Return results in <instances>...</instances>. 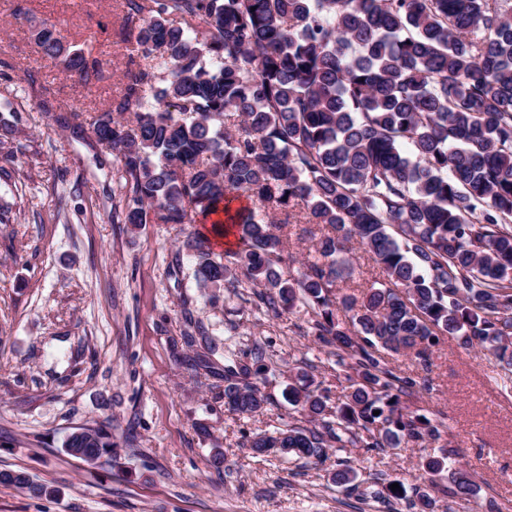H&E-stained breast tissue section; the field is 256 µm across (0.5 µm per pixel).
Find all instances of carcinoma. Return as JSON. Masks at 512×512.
I'll return each mask as SVG.
<instances>
[{"label":"carcinoma","mask_w":512,"mask_h":512,"mask_svg":"<svg viewBox=\"0 0 512 512\" xmlns=\"http://www.w3.org/2000/svg\"><path fill=\"white\" fill-rule=\"evenodd\" d=\"M119 2L128 69L88 125L119 166L124 223L208 224L214 235L234 226L232 262L203 233L184 243L199 287L241 275L272 311L312 309L348 383L334 405L326 391L289 384L288 403L313 427L258 434L250 448L316 466L349 445L418 448L431 484L446 475L450 494L476 495L472 474L450 461L444 422L404 398L432 390L443 336L482 348L512 383V11L504 0ZM35 41L82 88L107 79L102 60L55 23L42 22ZM16 131L0 119V160L18 173L27 145ZM271 213L322 228L318 258L296 278L279 270ZM354 242L385 277L358 297L341 293ZM196 329L185 344L215 352ZM408 354L423 374L391 366ZM264 360L257 345L252 362L224 366L230 410L263 408ZM62 448L109 463L112 432L80 427ZM391 484L374 496L408 498ZM0 485L50 492L23 470H0Z\"/></svg>","instance_id":"obj_1"}]
</instances>
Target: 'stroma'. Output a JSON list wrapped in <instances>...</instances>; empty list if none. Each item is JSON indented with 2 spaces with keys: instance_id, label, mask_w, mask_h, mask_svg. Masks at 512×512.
Segmentation results:
<instances>
[{
  "instance_id": "1",
  "label": "stroma",
  "mask_w": 512,
  "mask_h": 512,
  "mask_svg": "<svg viewBox=\"0 0 512 512\" xmlns=\"http://www.w3.org/2000/svg\"><path fill=\"white\" fill-rule=\"evenodd\" d=\"M0 0V117L22 113L25 166L0 177V470L26 471L53 495L0 486V512H410L406 503L365 497L375 478L419 486L416 448L339 456L358 489L336 484L335 461L259 456V433L305 416L283 391L292 365L307 362L312 388L343 395L340 368L316 338L315 314L266 311L255 288L198 287L183 242L191 224L121 223L112 207L118 165L91 131L73 129L72 106L105 105L106 90L85 96L45 59L34 30L56 23L66 41L102 53L112 85L126 70L115 0H28L27 20ZM59 116L46 125L44 112ZM204 324L226 351L198 369L171 342ZM266 350L264 409L232 413L222 398L224 356L249 360ZM481 348L442 338L433 356L434 389L407 398L410 409L443 414L458 460L473 474L475 496L431 489L434 512H512V391ZM112 427L108 465L68 456L63 438L77 427ZM224 464L213 467L214 449Z\"/></svg>"
}]
</instances>
